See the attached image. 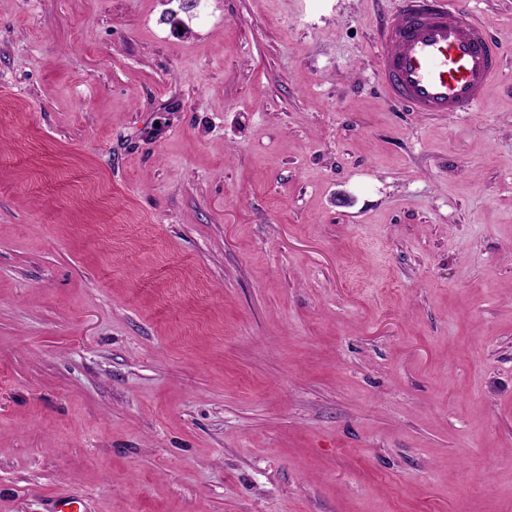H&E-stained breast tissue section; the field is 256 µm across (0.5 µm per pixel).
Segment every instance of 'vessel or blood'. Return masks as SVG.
I'll return each mask as SVG.
<instances>
[{
  "label": "vessel or blood",
  "instance_id": "vessel-or-blood-1",
  "mask_svg": "<svg viewBox=\"0 0 512 512\" xmlns=\"http://www.w3.org/2000/svg\"><path fill=\"white\" fill-rule=\"evenodd\" d=\"M381 40L386 92L412 112L476 111L500 70V50L456 0H405Z\"/></svg>",
  "mask_w": 512,
  "mask_h": 512
}]
</instances>
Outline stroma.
I'll return each mask as SVG.
<instances>
[{
    "mask_svg": "<svg viewBox=\"0 0 512 512\" xmlns=\"http://www.w3.org/2000/svg\"><path fill=\"white\" fill-rule=\"evenodd\" d=\"M400 9L0 0V512H512V0L475 112ZM381 40L386 92L410 112H475L500 70V50L455 0H405Z\"/></svg>",
    "mask_w": 512,
    "mask_h": 512,
    "instance_id": "35a3bbf8",
    "label": "stroma"
}]
</instances>
